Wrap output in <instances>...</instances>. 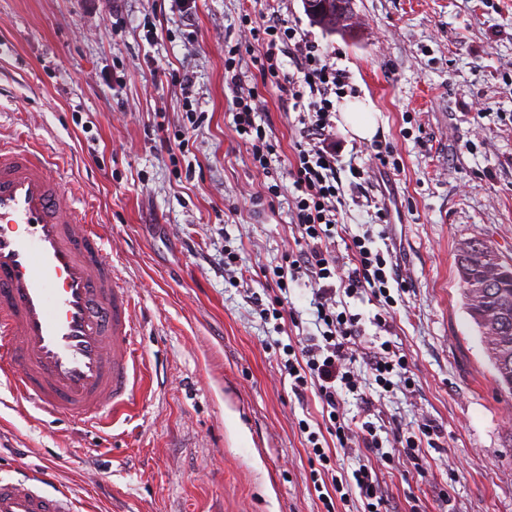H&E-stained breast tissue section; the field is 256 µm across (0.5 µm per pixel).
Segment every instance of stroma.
Masks as SVG:
<instances>
[{"mask_svg":"<svg viewBox=\"0 0 512 512\" xmlns=\"http://www.w3.org/2000/svg\"><path fill=\"white\" fill-rule=\"evenodd\" d=\"M355 35L315 25L303 0L282 17L335 52L380 129L369 141L337 133L339 221L385 233L403 280L391 288L392 332L373 323L372 295L337 293L360 316L364 347L391 341L404 378L345 393L359 418L371 399L387 429L430 421L442 447L395 454L378 469L390 512H512V396L462 300L461 243L485 240L512 264V0H352ZM261 0H0V138L51 153L66 197L106 227L105 254L135 301L143 382L127 417L89 428L20 400L0 375V479L51 473L76 512H364L358 489H314L321 463L299 429L316 424L315 390L296 397L282 344L319 335L307 280L290 284L293 319H262L254 297L277 295L272 273L299 250L288 176L297 114L261 87L262 52L247 38ZM242 82L258 88V123L279 146L256 169L233 128L224 82L228 46ZM189 75L190 91L178 78ZM188 152L175 145L188 122ZM169 141L171 149L161 148ZM390 146L397 169L382 168ZM279 184L280 195L265 188ZM390 224H381L379 207ZM239 257L242 279L224 271Z\"/></svg>","mask_w":512,"mask_h":512,"instance_id":"stroma-1","label":"stroma"}]
</instances>
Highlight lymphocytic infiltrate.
I'll use <instances>...</instances> for the list:
<instances>
[{
    "label": "lymphocytic infiltrate",
    "instance_id": "obj_1",
    "mask_svg": "<svg viewBox=\"0 0 512 512\" xmlns=\"http://www.w3.org/2000/svg\"><path fill=\"white\" fill-rule=\"evenodd\" d=\"M281 0H265L267 10L262 26L251 28L249 34L262 48L260 75L262 82L286 88L288 100L298 113L300 139L294 145L291 176L295 188L292 209L295 223L304 243L298 254L276 272L275 284L287 290L289 283L307 275L314 283L316 320L324 330L321 336L285 345L284 367L296 396L316 389L322 402L325 433L334 436L339 447H349L353 438H360L366 448L378 453L380 460L391 461L384 441L373 422L360 426L341 422L337 406L340 390L357 391L359 380L350 368L349 344L358 336L359 319L346 311H337L336 292L355 295L365 291L385 296L389 282L400 276L384 253L372 249L367 237L350 236L346 248L352 268L345 277H338L333 246L336 239L338 210L344 201V188L333 139L336 135L335 98L348 92L349 74L338 67L332 54L322 51L307 34L287 25L281 19ZM291 59L296 72L286 75L284 59ZM235 108L233 123L236 134L248 145L254 167L268 169L277 152L275 141L264 126L257 124L254 101L256 88L243 87L236 64L225 61Z\"/></svg>",
    "mask_w": 512,
    "mask_h": 512
}]
</instances>
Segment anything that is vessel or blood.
<instances>
[{
  "mask_svg": "<svg viewBox=\"0 0 512 512\" xmlns=\"http://www.w3.org/2000/svg\"><path fill=\"white\" fill-rule=\"evenodd\" d=\"M50 165L34 146L0 142V374L28 404L93 424L135 404L132 296ZM45 483L0 479V512H75L71 493Z\"/></svg>",
  "mask_w": 512,
  "mask_h": 512,
  "instance_id": "1",
  "label": "vessel or blood"
}]
</instances>
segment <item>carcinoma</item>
<instances>
[{"instance_id":"1","label":"carcinoma","mask_w":512,"mask_h":512,"mask_svg":"<svg viewBox=\"0 0 512 512\" xmlns=\"http://www.w3.org/2000/svg\"><path fill=\"white\" fill-rule=\"evenodd\" d=\"M350 0H333L332 8L314 19L325 31L352 27ZM512 269L479 238L462 243L457 253V274L465 309L475 323L501 388L512 393Z\"/></svg>"}]
</instances>
